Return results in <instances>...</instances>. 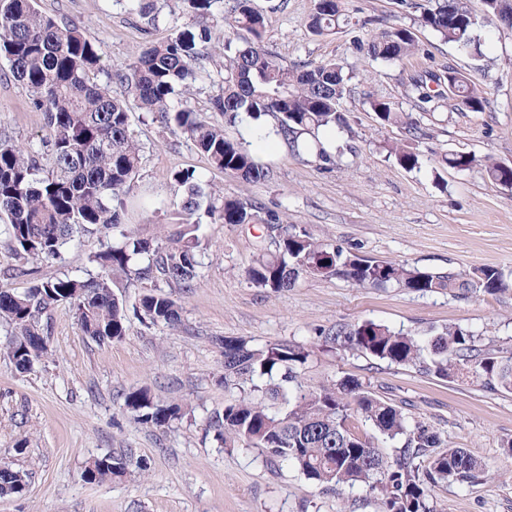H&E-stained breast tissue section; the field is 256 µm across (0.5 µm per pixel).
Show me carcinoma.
<instances>
[{
	"label": "carcinoma",
	"instance_id": "obj_1",
	"mask_svg": "<svg viewBox=\"0 0 512 512\" xmlns=\"http://www.w3.org/2000/svg\"><path fill=\"white\" fill-rule=\"evenodd\" d=\"M199 31L187 29L169 39L146 44L117 79L136 106L150 112L174 133L188 137L209 163L246 184L267 179V165L221 127L198 121L182 97L196 82L198 44L211 39V23H224V76L214 101L224 124L248 123L261 141L277 140L292 154L320 166L335 163L319 131L352 128L342 101L352 79L351 65L336 58L287 66L265 46L267 20L252 0H185ZM482 15L468 0H435L420 25L434 31L472 57L483 56L480 28L512 12V0H481ZM347 21L342 0H314L308 28L328 36ZM249 39L238 44L235 34ZM417 37L409 27L382 25L359 50L373 62L395 63L411 55ZM0 57L16 80L28 89L33 107L44 113L50 138L41 148L23 152L0 140V250L18 259L55 260L76 233L101 235L88 262L100 269L82 279L65 276L37 279L0 303V322L10 327L4 352L19 373L28 372L48 354L49 328L42 316L68 303L84 335L104 342L126 334L127 309L112 291L111 273L119 271L136 284L163 281L189 290L201 277L200 225L180 224L166 245L136 238L122 229L121 212L142 164V146L131 127L130 108L108 86L94 81L104 67L99 42L75 25H61L39 12L35 0H0ZM452 92L441 76L425 72L408 85L414 111L400 112L392 103L368 100L380 125L396 127L402 138L385 151L401 167L421 168L418 146L427 136L423 119L441 101L457 111L481 112L486 92L472 76L448 67ZM47 175L36 176L40 157ZM444 168L479 167L495 186L512 184V166L491 156L469 152L444 154ZM175 181L190 212L206 202L226 224H258L273 249L254 257L244 268L245 280L268 293L295 287L303 275L343 280L360 288H407L428 294L446 291L456 297L495 296L512 282L499 268L464 272L427 271L404 263L361 259L351 251L313 236L307 229L283 226L278 211L258 202L227 198L207 191L194 171L183 170ZM120 240L109 241L111 233ZM136 312L149 329L176 328L178 302L158 289L139 296ZM336 349L412 368L448 383L476 380L492 390L512 392V351L489 349L472 332L448 324L424 334L394 330L372 320L336 325L319 331ZM224 354V387H248L249 394L224 402L208 417L214 439L226 448L239 442L261 448L272 467L286 463L322 490L361 488L380 499L384 512H434L430 489L439 483L474 485L482 478V462L464 448H451L430 424L410 416L397 404L372 392L354 377H343L318 389L301 380L308 352L287 341L253 345L241 337L219 340ZM124 408L140 424L162 429L191 412L181 403H164L147 389L125 398ZM394 448L387 458L379 441ZM146 470L129 451L93 459L83 475L93 482L122 476L129 466ZM26 482V474L0 468V498L19 493L6 477Z\"/></svg>",
	"mask_w": 512,
	"mask_h": 512
}]
</instances>
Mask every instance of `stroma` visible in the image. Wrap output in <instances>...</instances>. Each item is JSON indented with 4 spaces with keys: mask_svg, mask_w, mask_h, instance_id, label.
Wrapping results in <instances>:
<instances>
[{
    "mask_svg": "<svg viewBox=\"0 0 512 512\" xmlns=\"http://www.w3.org/2000/svg\"><path fill=\"white\" fill-rule=\"evenodd\" d=\"M268 22L265 44L283 63L297 65L339 58L354 66L343 101L355 138L333 136L336 164L326 169L299 160L281 143L252 141L268 164L264 182L246 185L210 165L186 136L151 114L132 110L134 133L144 148L142 168L122 217L133 236L166 242L176 224L199 225L202 277L196 287L173 289L181 323L149 329L130 316L125 336L99 344L85 336L66 304L49 314V351L26 373L0 354V465L27 475L23 492L0 499V512H383L376 496L361 489L324 492L291 466L269 468L258 448H224L208 430V416L238 397L224 387L217 338L237 336L262 345L289 341L309 358L301 372L316 388L355 377L379 396L401 402L405 412L430 423L453 448H465L485 464L474 486L446 483L434 488V512H512V456L501 450L512 438V393L493 392L479 382L456 384L404 366L326 346L319 330L372 320L406 332L456 324L481 336L490 348L512 349V290L481 299L445 293L422 295L405 288H357L317 276L295 288L268 294L242 271L261 247L254 224H224L206 208L182 209L173 176L192 169L208 188L250 199L279 212L288 225L365 257L426 270L466 271L495 266L512 272V189L488 183L480 168L435 170L441 154L493 155L512 164V29L488 24L481 59L460 54L441 41L419 16L429 0H345L353 23L331 36L307 27L313 0H252ZM37 8L62 24H76L104 53L96 80L113 94L124 89L114 75L148 42L190 27L185 0H157L155 20L145 24L124 0H36ZM414 28L415 54L396 64H375L356 50L374 31V19ZM223 27L212 30L196 62L199 77L184 97L196 117L223 126L213 107L221 90L224 55L215 47ZM472 71L486 91L481 112H461L439 103L426 116L429 129L420 150L421 170L388 159L385 142L397 128L381 127L366 104L373 96L408 112L411 77L449 66ZM44 114L30 103L24 84L0 58V139L20 147L45 138ZM96 237L75 235L54 261L15 260L0 252V289L23 291L31 277L89 278L96 268L87 255ZM147 388L162 402L192 406L191 417L153 430L124 409L133 390ZM130 450L147 463L102 483L84 479L88 461Z\"/></svg>",
    "mask_w": 512,
    "mask_h": 512,
    "instance_id": "1",
    "label": "stroma"
}]
</instances>
